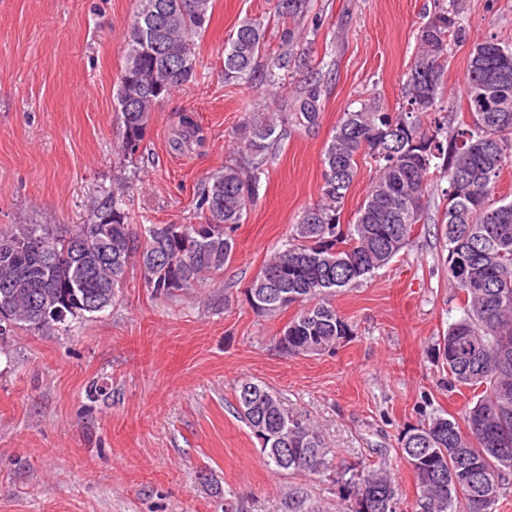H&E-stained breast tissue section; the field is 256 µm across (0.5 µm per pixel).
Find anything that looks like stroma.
I'll return each instance as SVG.
<instances>
[{
    "label": "stroma",
    "instance_id": "obj_1",
    "mask_svg": "<svg viewBox=\"0 0 512 512\" xmlns=\"http://www.w3.org/2000/svg\"><path fill=\"white\" fill-rule=\"evenodd\" d=\"M278 0H213L196 35V79L154 112L145 155L127 159L115 97L136 0H0V228L80 224L114 177L135 172L140 224H186L199 188L238 155L250 113L273 112L303 86L291 67L268 80L224 79V43L245 18L266 25V58L280 52ZM455 5L442 114L456 123L473 43L512 44V0H310L294 54L322 78L321 118L287 125L235 232L236 254L210 285L157 297L131 266L121 300L66 328L15 330L0 340V512H284L290 478L266 467L233 410L251 378L323 429L340 464H385L405 500L415 494L398 438L426 414L461 415L434 344L457 316L434 195L431 221L358 288L337 293L355 326L323 355L286 357L275 338L293 317L253 313L244 291L300 212L316 203L322 154L345 109L406 103L416 33L438 5ZM203 146L171 150L183 114Z\"/></svg>",
    "mask_w": 512,
    "mask_h": 512
}]
</instances>
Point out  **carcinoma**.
Here are the masks:
<instances>
[{"mask_svg": "<svg viewBox=\"0 0 512 512\" xmlns=\"http://www.w3.org/2000/svg\"><path fill=\"white\" fill-rule=\"evenodd\" d=\"M119 77V151L139 154L150 113L196 78L194 36L205 31L213 0H137ZM296 20L309 0H280ZM464 36L459 11L441 6L419 27L407 76L406 105L387 112L373 100L343 112L322 157L320 199L292 225L285 244L263 263L245 295L254 313L300 309L276 337L286 355H320L353 335L333 304L385 267L425 223L435 183L448 178L440 224L448 281L460 293L459 317L440 337L437 358L448 382L473 392L462 418L433 413L400 437L416 495L410 512H497L512 483V200L495 199L512 165V46L490 39L469 54L463 94L468 120L448 132L436 118L451 43ZM264 24L245 19L224 45V80L248 82L264 55ZM294 28L282 29L283 51L267 64L292 62ZM320 73L309 76L288 119L313 128L320 119ZM279 117L255 112L244 129L242 160L229 161L203 186L197 224H138L129 206L133 181L99 197L82 224H13L0 229V336L62 326L113 306L129 266L146 287L170 297L224 270L236 251L233 233L258 194L260 175L281 138ZM184 139L201 142L185 115ZM375 177L351 224L341 223L359 160ZM234 410L260 444L264 464L292 477L318 475L339 485L336 512H400L401 497L383 465L336 467V449L320 426L291 413L278 394L252 379L234 389ZM287 512H320L292 486Z\"/></svg>", "mask_w": 512, "mask_h": 512, "instance_id": "carcinoma-1", "label": "carcinoma"}]
</instances>
